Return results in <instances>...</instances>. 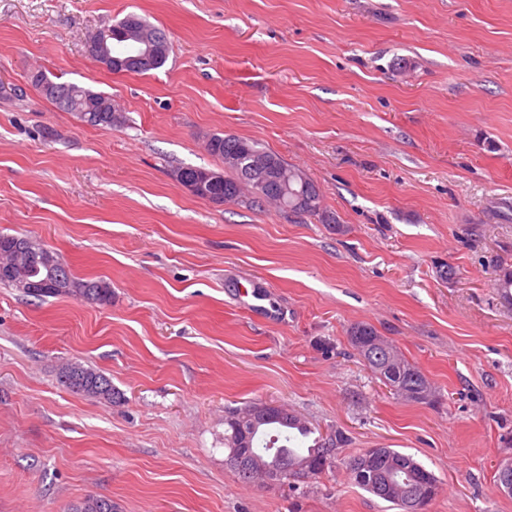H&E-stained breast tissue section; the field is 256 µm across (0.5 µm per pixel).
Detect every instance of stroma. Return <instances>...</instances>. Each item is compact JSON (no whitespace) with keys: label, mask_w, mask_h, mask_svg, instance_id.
I'll list each match as a JSON object with an SVG mask.
<instances>
[{"label":"stroma","mask_w":512,"mask_h":512,"mask_svg":"<svg viewBox=\"0 0 512 512\" xmlns=\"http://www.w3.org/2000/svg\"><path fill=\"white\" fill-rule=\"evenodd\" d=\"M130 13L165 33L160 69L90 59ZM37 70L125 124L78 122ZM213 133L304 170L336 224L192 195L171 172L223 170ZM1 231L112 298L0 287V512H391L345 468L381 447L435 475L426 512H512V0H0ZM358 323L429 400L375 379ZM69 362L118 398L61 387ZM260 401L343 430L333 466L292 489L239 480L224 415ZM31 82L46 99L52 101L61 110L70 112L81 122L109 129L121 126L124 122V116L121 112H111L112 100L104 93L77 84L52 81L47 74L39 71L32 75ZM45 82L55 83L58 90L60 88L69 89L70 96L68 100L64 101L60 96L52 97L46 94L43 88ZM101 105L110 112H92ZM350 342L360 359L397 395L415 402L427 400L426 388L430 384L421 372L403 358L393 347L379 336L376 329L367 323L354 325L350 330ZM378 339L387 346L378 343ZM395 374L393 378L391 375ZM431 388V387H430Z\"/></svg>","instance_id":"1"}]
</instances>
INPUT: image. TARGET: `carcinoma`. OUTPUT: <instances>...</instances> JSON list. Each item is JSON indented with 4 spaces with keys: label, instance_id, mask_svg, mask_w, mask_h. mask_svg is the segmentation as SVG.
Wrapping results in <instances>:
<instances>
[{
    "label": "carcinoma",
    "instance_id": "1",
    "mask_svg": "<svg viewBox=\"0 0 512 512\" xmlns=\"http://www.w3.org/2000/svg\"><path fill=\"white\" fill-rule=\"evenodd\" d=\"M126 27H134L138 34L156 38L159 30L137 14L125 17ZM57 88L70 90L68 100L45 95L61 110L71 113L79 121L103 128L118 127L124 116L111 111L112 100L101 92L72 83H57ZM207 152L224 163L231 172H222L197 166H179L172 171L175 181L186 180L200 183L205 191L221 198L223 202H235L250 194L254 202H268L285 211L296 207L301 215L328 224L335 218L322 207L321 200L309 206L300 203L312 192L316 184L300 168L289 164L261 143L234 135L212 134L206 140ZM44 247L28 235L0 234V265L21 267L28 278L45 280L48 285L35 295L44 301L48 297L77 294L91 303L104 304L112 297V286L104 280H79L61 261L48 268L40 261ZM376 329L367 323L354 325L350 330V342L360 359L397 395L415 402L427 400L428 380L392 346H383ZM59 384L66 390L90 398L110 400L115 395L111 380L101 371L78 362L66 364L59 372ZM252 405L227 411L224 424V446L228 448L227 464L244 483L263 482L291 483L289 475L301 468L318 464L317 457L330 445L327 466H332L336 450L345 443L344 433L336 429L319 434L306 449L291 446L296 436L308 437L312 429L298 415L283 406L271 410L267 421H255L249 417ZM347 473L355 484L374 496L392 504L400 512L413 489L421 482H437L413 456L393 448H368L352 457L346 465ZM73 512H112V501L89 497L73 508Z\"/></svg>",
    "mask_w": 512,
    "mask_h": 512
}]
</instances>
